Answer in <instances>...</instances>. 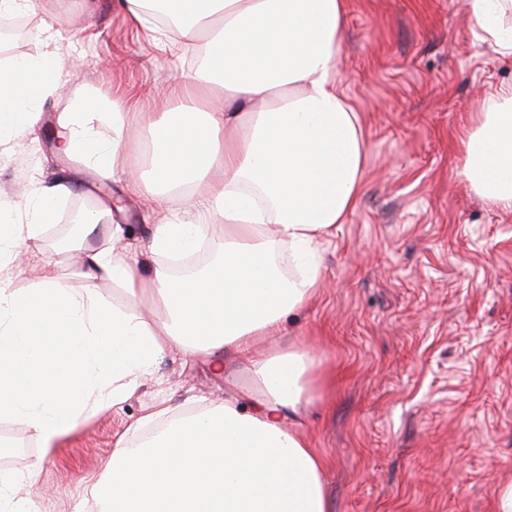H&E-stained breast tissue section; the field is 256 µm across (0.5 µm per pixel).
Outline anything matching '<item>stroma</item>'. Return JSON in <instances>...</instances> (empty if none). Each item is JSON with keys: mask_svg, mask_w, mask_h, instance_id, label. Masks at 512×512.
Wrapping results in <instances>:
<instances>
[{"mask_svg": "<svg viewBox=\"0 0 512 512\" xmlns=\"http://www.w3.org/2000/svg\"><path fill=\"white\" fill-rule=\"evenodd\" d=\"M29 29L0 61L42 52L43 24L62 36L65 93L41 107L36 134L0 152V203L31 218L42 185L72 179L79 193L28 239L21 262L56 255L59 277L81 289L77 251H60L73 217L109 196L129 242L154 225L188 220L182 200L127 188L151 138L139 127L109 182L57 151L67 98L122 97L139 112L177 107L170 89L191 82L201 36L183 54L138 34L119 0H37ZM341 90L361 118L366 163L360 200L321 245L322 288L283 333L317 357L313 401L299 429L327 460L332 512H496L512 483V212L490 207L465 179L460 140L479 106L512 86V58L483 43L468 0H347ZM226 369L165 355L126 398L104 407L54 447L0 419V471L32 475L38 512H89L86 486L140 418L166 404L204 408L234 398L255 408L258 387L235 355Z\"/></svg>", "mask_w": 512, "mask_h": 512, "instance_id": "35a3bbf8", "label": "stroma"}]
</instances>
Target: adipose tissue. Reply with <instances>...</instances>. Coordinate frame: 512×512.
Here are the masks:
<instances>
[{"label":"adipose tissue","instance_id":"1","mask_svg":"<svg viewBox=\"0 0 512 512\" xmlns=\"http://www.w3.org/2000/svg\"><path fill=\"white\" fill-rule=\"evenodd\" d=\"M347 0H125L131 24L170 18L180 35L202 33L192 83L173 94L190 106L129 112L119 99L81 94L69 103L59 152L110 180L126 156L125 131L153 130L145 180L188 191L192 220L158 224L142 256L117 251L122 225L109 202L83 218L84 288L73 290L57 263L36 260L31 288H12L18 228L0 209V417L25 424L49 448L86 416L117 402L164 354L220 360L231 352L259 388L258 411L228 399L172 415L142 417L155 431L113 449L87 493L96 512H331L326 461L296 427L312 400L314 354L300 342L283 352L261 345L304 309L321 285L319 248L355 209L365 170L357 112L343 97L338 60ZM483 41L512 57V0H470ZM45 49L0 68V146L32 128L39 106L61 87L60 60ZM110 111L112 134L82 118ZM464 174L489 205L512 211V89L492 100L461 139ZM73 184L42 186L31 201L29 237L40 234ZM215 225L213 259L173 277L157 255L194 251ZM109 232L108 248L96 247ZM287 250L288 265L275 260ZM111 282L122 304L105 301ZM150 295L161 313L142 315Z\"/></svg>","mask_w":512,"mask_h":512}]
</instances>
